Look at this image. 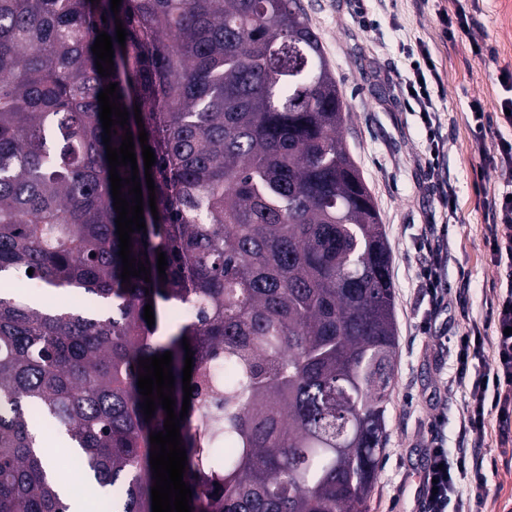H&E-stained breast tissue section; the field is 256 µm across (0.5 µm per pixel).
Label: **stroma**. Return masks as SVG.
Segmentation results:
<instances>
[{
  "label": "stroma",
  "mask_w": 512,
  "mask_h": 512,
  "mask_svg": "<svg viewBox=\"0 0 512 512\" xmlns=\"http://www.w3.org/2000/svg\"><path fill=\"white\" fill-rule=\"evenodd\" d=\"M342 92L349 112L342 139L365 178L384 224L391 255V282L398 336V363L388 406V444L367 512H409L431 446L430 424L443 416L441 436L449 448H464L484 459L487 512H512V443L501 445L496 421L481 435L462 436L459 411L469 392L454 381V354L439 351L421 326L428 303L416 286V271L427 251L422 225L444 226L446 277L467 287L465 304H451L440 323L449 334L483 320L486 299L498 273L484 246V213L473 185L482 167L471 151L468 103L480 99L496 111L504 95L503 67L512 68V0H475V25L455 39L443 37L438 11L451 0H299ZM496 50L481 60L473 42ZM429 45L439 61L445 87L436 108L441 123L443 168L458 197L456 223H449L432 190L425 160L426 132L399 91L408 76L410 46Z\"/></svg>",
  "instance_id": "stroma-1"
}]
</instances>
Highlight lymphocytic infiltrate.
I'll return each instance as SVG.
<instances>
[{"instance_id": "1", "label": "lymphocytic infiltrate", "mask_w": 512, "mask_h": 512, "mask_svg": "<svg viewBox=\"0 0 512 512\" xmlns=\"http://www.w3.org/2000/svg\"><path fill=\"white\" fill-rule=\"evenodd\" d=\"M414 78L409 83L411 99L421 114L428 138H435L438 126L434 99L442 95L443 86L436 62L429 49H420ZM509 98L500 103L497 115H489L481 101L472 100L468 107L472 122V144L479 157L491 159L506 177L508 191L484 201L487 224L484 243L490 260L499 273V289L490 303L484 324H472L456 337L457 379L470 385L460 419L462 432H479L489 419H496L501 440L512 437V81L504 80ZM422 237L430 259L424 266L418 286L428 296L433 309H440L446 291L441 286L439 269L443 249L435 225H426ZM493 359H486V350ZM487 479L481 458L465 449L448 452L435 444L416 489L418 512H483V490Z\"/></svg>"}]
</instances>
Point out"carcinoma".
Masks as SVG:
<instances>
[{
	"label": "carcinoma",
	"instance_id": "cac0c4a2",
	"mask_svg": "<svg viewBox=\"0 0 512 512\" xmlns=\"http://www.w3.org/2000/svg\"><path fill=\"white\" fill-rule=\"evenodd\" d=\"M126 30L116 39L115 19ZM112 37L103 77L91 47ZM128 111L146 231L121 279L98 94ZM155 153L149 206L134 106ZM297 0H0V512H68L52 420L112 512H152L139 360L172 352L191 512H366L388 443L396 319L383 224ZM167 258L158 274L157 253ZM92 299L15 295L12 275ZM193 317L164 338L151 305ZM220 361L226 375H205Z\"/></svg>",
	"mask_w": 512,
	"mask_h": 512
}]
</instances>
